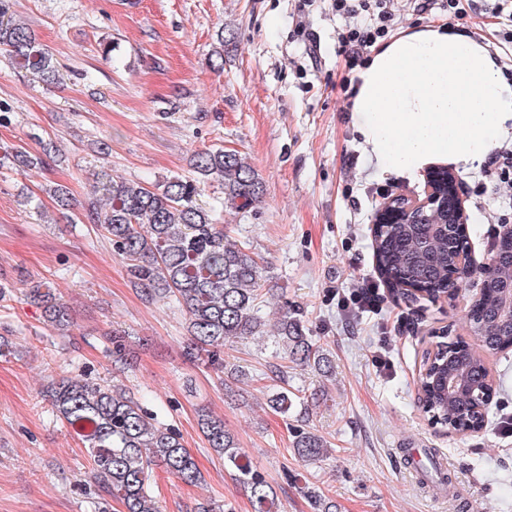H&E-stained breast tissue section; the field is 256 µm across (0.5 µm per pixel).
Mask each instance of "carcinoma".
Returning a JSON list of instances; mask_svg holds the SVG:
<instances>
[{"instance_id":"cac0c4a2","label":"carcinoma","mask_w":512,"mask_h":512,"mask_svg":"<svg viewBox=\"0 0 512 512\" xmlns=\"http://www.w3.org/2000/svg\"><path fill=\"white\" fill-rule=\"evenodd\" d=\"M0 0V46L22 70L47 86L57 82L51 58L34 33L7 15ZM54 153L50 143L40 155L16 151L4 155L18 171L44 163ZM194 176L174 177L162 187L114 180L97 173L104 207L95 210L96 223L107 233L112 250L126 261V273L150 299H173L187 316L184 356L217 370L228 342L264 335L259 299L264 268L245 248L229 240L224 225L197 202L203 186L216 182L224 200L243 209L263 194L258 171L240 154L222 148L206 149L193 160ZM468 227H448V208L437 205L414 224H378L373 229L376 257L385 283L437 298L466 285L458 258L468 248ZM495 259L487 268L482 290L473 302L474 332L486 351L512 348V317L505 312L512 301V240L494 246ZM27 299L43 308L46 320L64 330L72 323L71 308L41 282L30 284ZM273 341L283 361L310 366L328 377L332 363L307 335L301 319L282 314ZM112 361L131 366L125 333L112 330ZM488 389V368L482 354L458 344L439 347L429 367L419 400L445 420L458 416L459 426L476 418L475 395ZM52 403L66 424L85 443L91 473L107 493L118 497L125 512H159L149 479L159 466L182 483L194 486L200 471L181 443L179 434L164 427L137 399L109 384L85 379H62L50 385ZM298 396L286 387L272 391L268 406L286 416ZM201 428L224 468L249 494L254 512H276V492L252 462L239 451L224 418L202 411ZM294 454L307 460L327 455L322 437L298 430Z\"/></svg>"}]
</instances>
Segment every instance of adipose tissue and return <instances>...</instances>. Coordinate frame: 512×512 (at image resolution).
Wrapping results in <instances>:
<instances>
[{"label": "adipose tissue", "mask_w": 512, "mask_h": 512, "mask_svg": "<svg viewBox=\"0 0 512 512\" xmlns=\"http://www.w3.org/2000/svg\"><path fill=\"white\" fill-rule=\"evenodd\" d=\"M353 124L378 175L489 159L512 122V80L487 44L442 24L407 30L355 74Z\"/></svg>", "instance_id": "ef3b65f1"}]
</instances>
